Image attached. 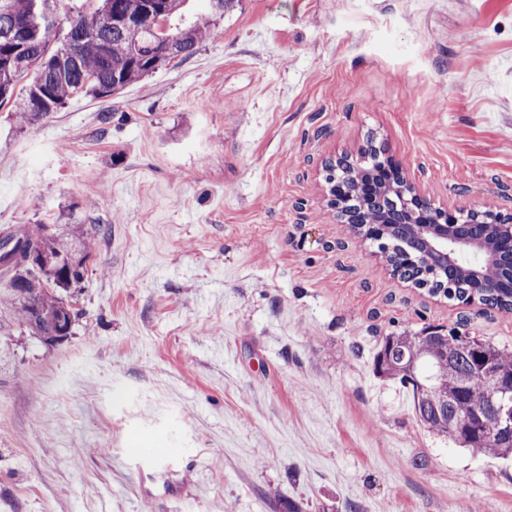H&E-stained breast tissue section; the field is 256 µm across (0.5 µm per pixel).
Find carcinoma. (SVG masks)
<instances>
[{"label":"carcinoma","mask_w":512,"mask_h":512,"mask_svg":"<svg viewBox=\"0 0 512 512\" xmlns=\"http://www.w3.org/2000/svg\"><path fill=\"white\" fill-rule=\"evenodd\" d=\"M97 6L65 7L63 0H0V106L11 105L19 125L27 127L63 108L76 95L111 97L165 65L193 56L211 27L234 7L235 0H208V17L184 28L169 21L183 0H96ZM33 79L17 87L20 79ZM396 191L380 185L376 201L357 193L350 206L368 222L390 209ZM106 228L60 233L56 224H37L13 242L5 309L22 326L43 338L62 340L77 318L64 292L82 282L91 246ZM416 238L398 229L389 234V262L413 278L420 272L403 264ZM35 252L39 261H26ZM435 291L450 299L466 292L483 302L512 310V259L496 245L485 274L461 272L443 277L427 268ZM376 373L400 377L412 391L418 421L437 435L487 456L512 454V431L485 433L495 424L498 382L512 380V353L457 328L444 333L425 329L413 336L385 337L374 358Z\"/></svg>","instance_id":"carcinoma-1"}]
</instances>
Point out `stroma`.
I'll return each instance as SVG.
<instances>
[{
    "mask_svg": "<svg viewBox=\"0 0 512 512\" xmlns=\"http://www.w3.org/2000/svg\"><path fill=\"white\" fill-rule=\"evenodd\" d=\"M372 138L435 206L512 211V0H238L112 99L0 111V238L108 227L65 341L0 314V512H512V461L374 372L429 325L511 351L512 311L330 209L325 161ZM416 238L410 234L407 235L402 233L398 229H393L389 234V242L391 245L389 252V262L393 268L399 271L408 278H414L420 272L415 266L404 265L402 260L406 256L408 251H411L415 246Z\"/></svg>",
    "mask_w": 512,
    "mask_h": 512,
    "instance_id": "35a3bbf8",
    "label": "stroma"
}]
</instances>
